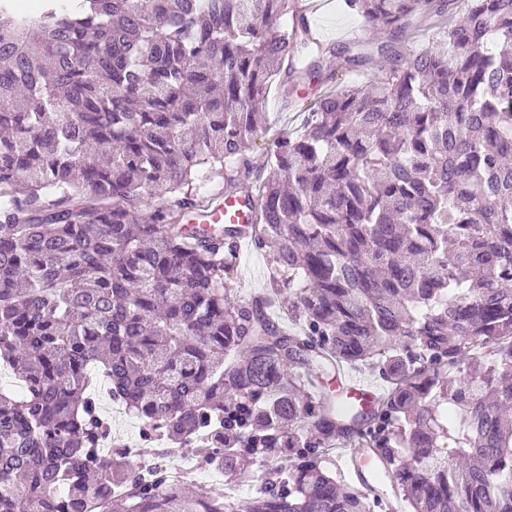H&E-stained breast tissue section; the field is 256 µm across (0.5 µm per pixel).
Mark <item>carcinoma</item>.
<instances>
[{
  "instance_id": "carcinoma-1",
  "label": "carcinoma",
  "mask_w": 512,
  "mask_h": 512,
  "mask_svg": "<svg viewBox=\"0 0 512 512\" xmlns=\"http://www.w3.org/2000/svg\"><path fill=\"white\" fill-rule=\"evenodd\" d=\"M343 0L394 41L312 42L297 0H0V512H237L143 474L91 392L235 484L248 512H374L323 464L374 449L405 512H512V0ZM381 77L345 84L343 72ZM334 85L258 169L268 80ZM219 178L247 224H185ZM277 279L239 300L237 240ZM294 297L289 332L268 314ZM372 361L383 401L317 385Z\"/></svg>"
}]
</instances>
